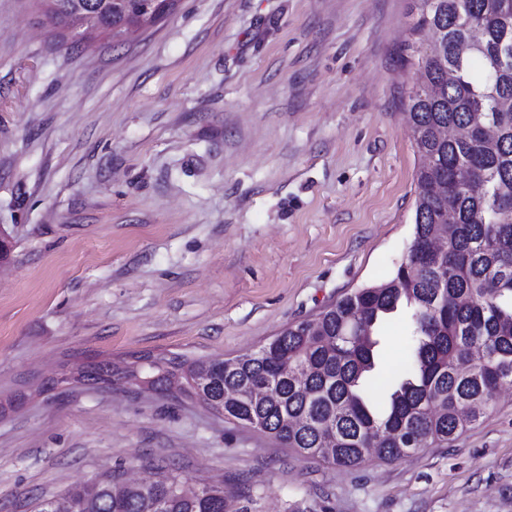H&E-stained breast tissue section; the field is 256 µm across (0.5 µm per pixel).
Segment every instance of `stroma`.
Instances as JSON below:
<instances>
[{"mask_svg": "<svg viewBox=\"0 0 512 512\" xmlns=\"http://www.w3.org/2000/svg\"><path fill=\"white\" fill-rule=\"evenodd\" d=\"M410 0H177L121 42L0 0V512L151 460L231 512H512V387L447 447L344 469L190 400L45 380L233 358L392 275L419 159Z\"/></svg>", "mask_w": 512, "mask_h": 512, "instance_id": "1", "label": "stroma"}]
</instances>
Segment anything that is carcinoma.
<instances>
[{
    "instance_id": "1",
    "label": "carcinoma",
    "mask_w": 512,
    "mask_h": 512,
    "mask_svg": "<svg viewBox=\"0 0 512 512\" xmlns=\"http://www.w3.org/2000/svg\"><path fill=\"white\" fill-rule=\"evenodd\" d=\"M55 26L123 32L153 0H103L76 12L46 0ZM401 56L424 81L406 91L420 158L413 239L384 282L345 294L314 320L283 328L256 352L230 359L157 355L154 385L225 420L267 434L303 460L344 468L374 451L397 462L445 447L512 386V0H411ZM448 229L447 250L432 248ZM409 309L402 362L378 370L382 326ZM96 388L135 368L79 367ZM31 512H224V488L194 486L169 464L126 484L103 472Z\"/></svg>"
}]
</instances>
